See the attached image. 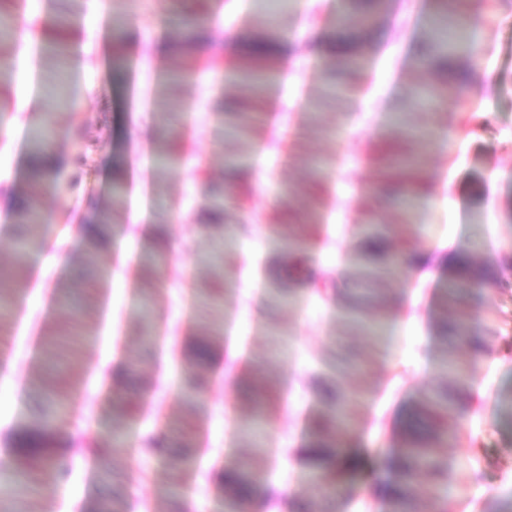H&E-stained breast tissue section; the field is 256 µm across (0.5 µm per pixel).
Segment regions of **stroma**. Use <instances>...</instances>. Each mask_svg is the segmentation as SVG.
Segmentation results:
<instances>
[{"label":"stroma","instance_id":"stroma-1","mask_svg":"<svg viewBox=\"0 0 512 512\" xmlns=\"http://www.w3.org/2000/svg\"><path fill=\"white\" fill-rule=\"evenodd\" d=\"M344 0H288L259 9L256 0H206L202 22L237 38L234 50L155 56L111 43L109 29H149L155 43L178 40L182 0H70V24L55 31V0H14L37 40L53 33L69 43L66 70L0 32V100L13 121L0 137V359L15 387L0 392V449L21 424L54 419L53 474L18 476L0 466V512H88L111 500L116 512H224V465H248L267 488L265 512H296L315 500L301 449L321 411L318 380L355 401L352 442L358 461L348 474L355 492L342 512H387L376 466L397 448L401 424L429 390L454 383L439 363L446 350L471 362L470 410L460 440L441 455L455 475L447 512H487L512 504V0H475L483 78L471 94L435 105L414 100L423 82L442 83L414 62L431 37V0H381L374 23L353 26L355 55L366 63L354 96L327 91L341 72L325 54ZM293 36L283 60L263 82L242 76L249 41ZM82 111H55L51 148L64 169L65 195L33 183L25 170L29 135L57 79ZM430 131L419 148L428 183L426 204L403 224L395 204L410 180L382 172L379 159L404 152L410 129ZM453 130L451 143L437 134ZM174 148L167 171L154 167ZM244 158L241 203L219 223H206L211 188L235 180L229 165ZM124 182L126 203L110 188ZM37 205L41 243L16 264L20 229L14 214ZM163 226L154 241L129 227L133 209ZM126 229L97 254L98 274L84 273L82 240L90 217ZM373 221L388 249L416 259L415 270L367 286L348 256L359 226ZM298 245L300 269L288 273L281 250ZM468 249L478 279L469 312V341L442 337V298L452 256ZM294 294L282 302L279 290ZM369 312L388 309L389 332L375 338L347 323L348 298ZM150 307L155 329L141 319ZM210 358L196 364L197 345ZM355 354L336 368L341 349ZM207 378L189 392L190 374ZM257 395L277 409L259 433L240 427ZM128 400L117 418L112 400ZM189 466H181L182 458Z\"/></svg>","mask_w":512,"mask_h":512}]
</instances>
